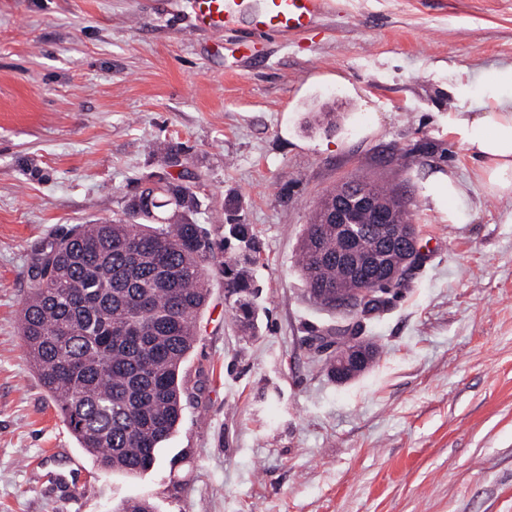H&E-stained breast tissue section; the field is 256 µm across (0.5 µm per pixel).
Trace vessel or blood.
<instances>
[{"mask_svg": "<svg viewBox=\"0 0 512 512\" xmlns=\"http://www.w3.org/2000/svg\"><path fill=\"white\" fill-rule=\"evenodd\" d=\"M330 0H261L248 8L246 0H188V18L193 29L221 34L248 19L256 34L284 35L313 28Z\"/></svg>", "mask_w": 512, "mask_h": 512, "instance_id": "vessel-or-blood-1", "label": "vessel or blood"}]
</instances>
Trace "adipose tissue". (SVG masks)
<instances>
[{
  "label": "adipose tissue",
  "mask_w": 512,
  "mask_h": 512,
  "mask_svg": "<svg viewBox=\"0 0 512 512\" xmlns=\"http://www.w3.org/2000/svg\"><path fill=\"white\" fill-rule=\"evenodd\" d=\"M457 124L468 156L478 162L477 178L484 195L512 200V95L484 103ZM431 195L449 223H469L470 185L455 171L433 174Z\"/></svg>",
  "instance_id": "obj_1"
}]
</instances>
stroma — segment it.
<instances>
[{
  "label": "stroma",
  "instance_id": "obj_1",
  "mask_svg": "<svg viewBox=\"0 0 512 512\" xmlns=\"http://www.w3.org/2000/svg\"><path fill=\"white\" fill-rule=\"evenodd\" d=\"M251 36L249 60L233 50ZM512 66V0H332L309 32L193 30L187 0H0V512H512V202L484 197L455 120ZM180 148L196 222L224 201L261 243L256 335L209 269L161 463L101 470L32 368L19 316L35 252L127 216ZM469 181L448 223L428 177ZM399 186L426 257L339 383L309 336L349 323L310 299L298 247L322 194Z\"/></svg>",
  "mask_w": 512,
  "mask_h": 512
}]
</instances>
